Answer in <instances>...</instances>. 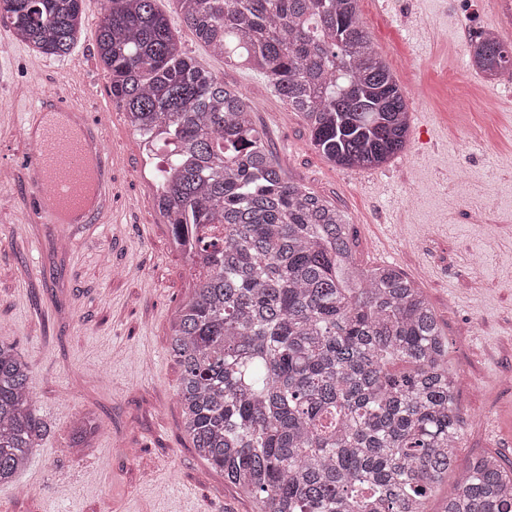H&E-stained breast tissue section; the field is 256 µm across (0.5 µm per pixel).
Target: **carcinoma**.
Masks as SVG:
<instances>
[{
  "instance_id": "obj_1",
  "label": "carcinoma",
  "mask_w": 512,
  "mask_h": 512,
  "mask_svg": "<svg viewBox=\"0 0 512 512\" xmlns=\"http://www.w3.org/2000/svg\"><path fill=\"white\" fill-rule=\"evenodd\" d=\"M169 2L224 65L244 49L332 165L378 168L406 148L407 101L359 0ZM81 4L0 0V23L64 57ZM470 50L483 72L512 71V45L482 36ZM96 57L112 103L160 155L153 206L199 270L170 342L198 456L258 512H426L455 469L443 512H512L511 469L493 455L459 463L448 340L421 288L358 264L347 215L287 177L243 89L186 55L156 0H104ZM397 360L411 369L392 372ZM96 429L78 418L71 447ZM49 431L28 363L0 342L1 485Z\"/></svg>"
}]
</instances>
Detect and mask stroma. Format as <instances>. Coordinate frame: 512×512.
Segmentation results:
<instances>
[{
	"label": "stroma",
	"instance_id": "35a3bbf8",
	"mask_svg": "<svg viewBox=\"0 0 512 512\" xmlns=\"http://www.w3.org/2000/svg\"><path fill=\"white\" fill-rule=\"evenodd\" d=\"M103 0H82L72 53L43 57L0 25V325L27 360L38 413L51 426L26 469L0 485V512H257L182 429L180 367L169 352L175 313L194 272L152 204L142 148L123 117L106 144L112 225L35 224L16 161L20 122L45 91L74 103L112 99L94 60ZM361 21L395 70L411 113L406 149L375 170L334 167L302 118L263 75L226 68L184 23L183 49L245 90L288 178L344 211L366 268L389 264L417 281L448 338L462 420L460 460L512 463V71L489 81L467 67L490 30L485 0H362ZM473 180L450 201L457 178ZM482 207L486 220L474 222ZM91 413L89 448L69 446Z\"/></svg>",
	"mask_w": 512,
	"mask_h": 512
}]
</instances>
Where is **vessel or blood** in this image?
I'll return each mask as SVG.
<instances>
[{"instance_id":"b4317fda","label":"vessel or blood","mask_w":512,"mask_h":512,"mask_svg":"<svg viewBox=\"0 0 512 512\" xmlns=\"http://www.w3.org/2000/svg\"><path fill=\"white\" fill-rule=\"evenodd\" d=\"M69 92L42 95L26 113L23 131L38 130L34 152L23 156L34 191L31 217L37 223L108 224L112 221V153L105 148V124L89 107L69 101ZM96 162L92 204L70 201L85 145Z\"/></svg>"}]
</instances>
